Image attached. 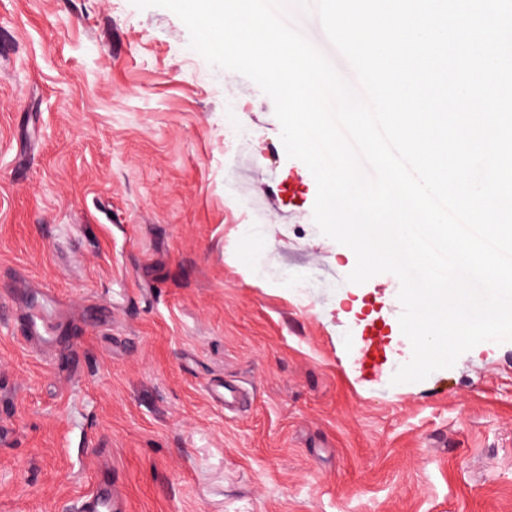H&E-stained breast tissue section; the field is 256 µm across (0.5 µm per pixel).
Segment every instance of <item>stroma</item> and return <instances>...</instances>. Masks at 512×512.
I'll return each instance as SVG.
<instances>
[{
  "mask_svg": "<svg viewBox=\"0 0 512 512\" xmlns=\"http://www.w3.org/2000/svg\"><path fill=\"white\" fill-rule=\"evenodd\" d=\"M280 134L168 9L0 0V512L105 467L128 512H512V340L392 384L400 281L349 282ZM49 292L48 357L16 312Z\"/></svg>",
  "mask_w": 512,
  "mask_h": 512,
  "instance_id": "1",
  "label": "stroma"
}]
</instances>
